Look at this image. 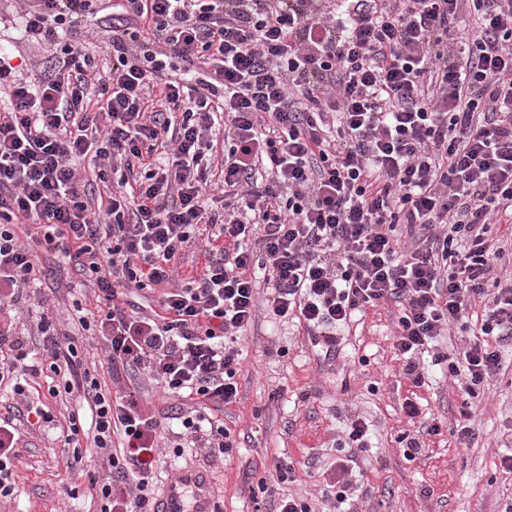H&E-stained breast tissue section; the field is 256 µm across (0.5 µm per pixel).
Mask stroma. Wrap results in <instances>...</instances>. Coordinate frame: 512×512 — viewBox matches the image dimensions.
Here are the masks:
<instances>
[{
	"label": "stroma",
	"instance_id": "obj_1",
	"mask_svg": "<svg viewBox=\"0 0 512 512\" xmlns=\"http://www.w3.org/2000/svg\"><path fill=\"white\" fill-rule=\"evenodd\" d=\"M19 12L17 0H0V47L23 56L27 78L35 82L53 65V51L26 40ZM214 232L201 225L195 242L180 252L173 286L201 274L203 249ZM36 262L37 281L0 311V324L11 325L30 344L42 318L56 317L60 330L77 336L82 366L93 368L104 358L103 342L78 323L80 311L97 309L91 286L81 285L73 265L54 253L37 249ZM394 320L393 309H368L345 330L335 364L323 367L302 326H275L258 315L243 343L239 399L220 414L235 449L212 457L203 448L179 447L178 435L168 433L156 489L181 469L198 468L208 473L220 512H254L265 499L258 488L262 480L307 498L315 512H331L330 467L342 456L338 443L348 422L360 416L371 428L373 447L353 467L357 512H505L512 505V471L502 466L512 451V345L502 348L497 380L473 398L471 437L462 445L454 432L464 400L457 379L437 370L420 388L405 379L391 347ZM281 346L286 356H277ZM408 398L420 403L424 419L441 423L440 433L426 437L411 461L395 442L413 428L401 409ZM18 452L20 491L0 498V512H100V501L88 491L87 471L68 466L57 431L24 437ZM284 459L293 461L295 472L281 483L276 465Z\"/></svg>",
	"mask_w": 512,
	"mask_h": 512
}]
</instances>
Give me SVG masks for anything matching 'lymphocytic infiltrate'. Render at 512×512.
Masks as SVG:
<instances>
[{
    "instance_id": "lymphocytic-infiltrate-1",
    "label": "lymphocytic infiltrate",
    "mask_w": 512,
    "mask_h": 512,
    "mask_svg": "<svg viewBox=\"0 0 512 512\" xmlns=\"http://www.w3.org/2000/svg\"><path fill=\"white\" fill-rule=\"evenodd\" d=\"M25 33L56 63L23 81L0 51V310L37 276L16 228L74 261L93 282L96 327L113 382L146 370L190 405L172 410L213 454L233 446L214 414L238 396L242 334L256 316L303 323L330 361L358 313L398 308L393 349L414 386L447 369L470 400L512 342V284L495 276L512 240V0H20ZM474 16L463 24V12ZM112 57L66 42L84 20ZM222 133V211L209 203L214 135ZM90 157L92 176L75 161ZM117 185L104 217L93 179ZM219 225L197 280L173 288L172 262L198 225ZM163 286L160 313L142 314L129 287ZM473 342L439 338L470 317ZM47 365L0 326V384L17 397L0 415V497L13 478L19 421L35 407L27 380L49 370L51 396L83 393L87 446L108 465L93 485L101 512H151L148 488L164 421L139 391L111 395L79 370L75 339L39 328ZM122 434L121 448L112 445Z\"/></svg>"
}]
</instances>
